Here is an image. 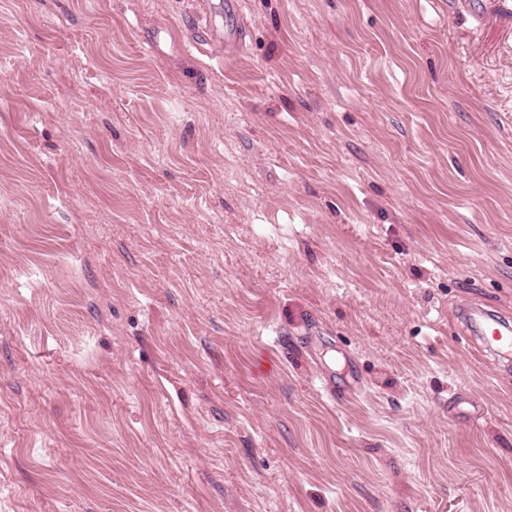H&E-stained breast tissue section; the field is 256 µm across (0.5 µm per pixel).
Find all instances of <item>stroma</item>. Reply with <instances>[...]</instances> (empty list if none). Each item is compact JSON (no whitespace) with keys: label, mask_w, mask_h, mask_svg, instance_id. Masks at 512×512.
Instances as JSON below:
<instances>
[{"label":"stroma","mask_w":512,"mask_h":512,"mask_svg":"<svg viewBox=\"0 0 512 512\" xmlns=\"http://www.w3.org/2000/svg\"><path fill=\"white\" fill-rule=\"evenodd\" d=\"M224 2L0 0V512H512V0ZM465 316L470 330L479 335L480 343L475 346L478 352L499 351L511 356L512 330L501 317L479 307L467 309Z\"/></svg>","instance_id":"obj_1"}]
</instances>
